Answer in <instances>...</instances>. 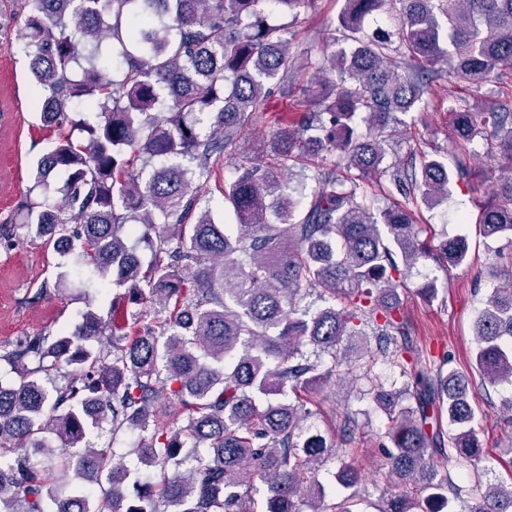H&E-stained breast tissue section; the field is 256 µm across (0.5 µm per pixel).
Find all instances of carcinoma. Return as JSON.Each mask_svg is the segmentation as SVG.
<instances>
[{
  "mask_svg": "<svg viewBox=\"0 0 512 512\" xmlns=\"http://www.w3.org/2000/svg\"><path fill=\"white\" fill-rule=\"evenodd\" d=\"M310 2L0 0V45L28 59L34 104L56 134L36 161L37 198L0 225V247L21 229L61 258L31 302L76 284L87 297L115 289L109 316L89 307L73 330L0 353L20 374L0 382V512H357L361 496L329 501L319 480L336 462L337 484H358L338 453L356 413L342 414L338 437L307 425L312 394L332 378L386 415L382 466L403 490L383 487L380 512H444L464 497L475 500L466 512H512V482L483 465L466 376L446 354L422 363L399 292L422 260L467 264V237H423L414 215L471 167L425 151L384 164L397 114L416 109L440 60L474 92L512 67V0H344L328 37L349 47L297 81L265 5L297 13ZM381 10L399 17L395 32L365 30ZM273 81L299 120L219 187L233 220L222 224L202 186L274 111ZM448 113L460 145L502 132L512 157L511 112L462 99ZM506 172L474 204L481 235L512 243ZM372 177L402 201L376 207ZM504 274L475 317L473 369L492 386H512V256ZM314 294L330 305L311 311ZM377 355L396 378L377 376ZM105 422L114 442L138 436L133 465L90 442ZM450 461L466 467L465 485L445 473ZM72 475L90 488L63 497Z\"/></svg>",
  "mask_w": 512,
  "mask_h": 512,
  "instance_id": "cac0c4a2",
  "label": "carcinoma"
}]
</instances>
